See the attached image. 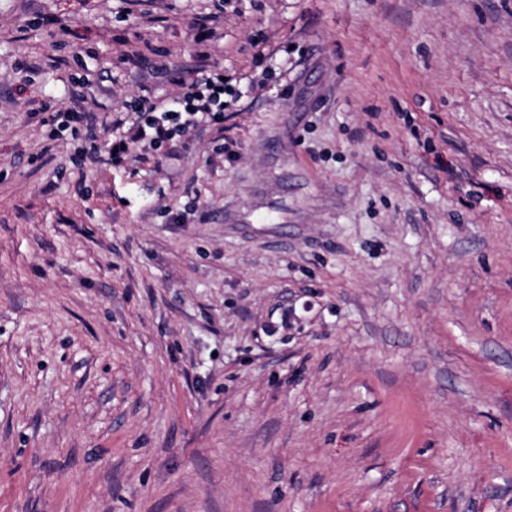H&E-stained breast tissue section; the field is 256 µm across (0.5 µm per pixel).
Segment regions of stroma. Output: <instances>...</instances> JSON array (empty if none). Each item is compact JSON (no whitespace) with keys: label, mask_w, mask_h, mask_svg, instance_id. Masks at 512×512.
<instances>
[{"label":"stroma","mask_w":512,"mask_h":512,"mask_svg":"<svg viewBox=\"0 0 512 512\" xmlns=\"http://www.w3.org/2000/svg\"><path fill=\"white\" fill-rule=\"evenodd\" d=\"M204 7L0 0V512H512V0H230L223 140L47 146Z\"/></svg>","instance_id":"1"}]
</instances>
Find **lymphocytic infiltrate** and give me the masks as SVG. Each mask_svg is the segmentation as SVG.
I'll list each match as a JSON object with an SVG mask.
<instances>
[{"mask_svg": "<svg viewBox=\"0 0 512 512\" xmlns=\"http://www.w3.org/2000/svg\"><path fill=\"white\" fill-rule=\"evenodd\" d=\"M212 9L195 20L193 42L197 65L192 74L175 69L167 75L177 92L169 97L140 95L126 102L119 118L100 125L94 113L73 112L42 103V125L47 138L58 141L62 132L81 139L88 149L83 157L101 167H122L133 162H150L159 150L176 140H188L204 133H223L225 101L224 75L209 50L219 40L224 0H211Z\"/></svg>", "mask_w": 512, "mask_h": 512, "instance_id": "obj_1", "label": "lymphocytic infiltrate"}]
</instances>
